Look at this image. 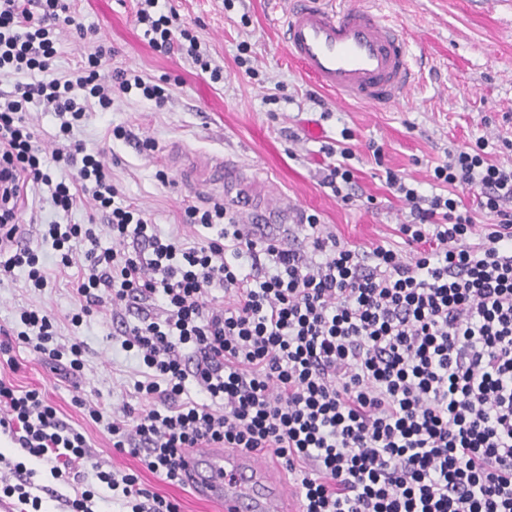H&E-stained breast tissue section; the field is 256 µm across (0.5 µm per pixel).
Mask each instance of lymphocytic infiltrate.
<instances>
[{
  "instance_id": "1",
  "label": "lymphocytic infiltrate",
  "mask_w": 512,
  "mask_h": 512,
  "mask_svg": "<svg viewBox=\"0 0 512 512\" xmlns=\"http://www.w3.org/2000/svg\"><path fill=\"white\" fill-rule=\"evenodd\" d=\"M157 5L139 0L136 11L152 49L180 51L220 82L197 37ZM67 10L63 0H0V75L15 79L0 90V232H17L30 185L46 186L61 211L89 202L100 214L101 223L48 224L39 235L78 269L72 323L110 312L143 367L137 406L108 423L113 448L172 485L183 482L184 454L204 444L268 454L291 475L299 512H512V166L492 162L480 138L435 166L443 193L422 196L387 172L410 207L398 227L407 256L341 243L313 214L308 248L288 247L219 203L185 210L186 223L217 227L216 237L190 244L161 234L118 202L102 153L73 129L88 104L109 111L113 91L160 105L165 90L125 69L106 72L107 52L92 42L76 74L42 80L64 29L88 35ZM35 72L39 80L17 79ZM33 103L61 117L60 147L37 145L26 121ZM472 189L471 209L459 193ZM479 212L492 218L481 229ZM19 267L27 287L48 288L37 250L0 251V273ZM20 321L0 357L21 342L80 376V341L58 342L39 310H22ZM190 379L205 402L185 398ZM0 430L57 480L93 460L40 391L1 378ZM8 471L0 494L41 512L34 470L18 462ZM96 476L121 490L130 512H180L137 474Z\"/></svg>"
}]
</instances>
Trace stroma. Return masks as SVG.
I'll return each instance as SVG.
<instances>
[{
    "label": "stroma",
    "mask_w": 512,
    "mask_h": 512,
    "mask_svg": "<svg viewBox=\"0 0 512 512\" xmlns=\"http://www.w3.org/2000/svg\"><path fill=\"white\" fill-rule=\"evenodd\" d=\"M357 2L397 24L414 57L416 85L394 107L342 101L313 84L284 46L280 0H159V10H176L179 24L223 67L218 83L184 56L162 55L149 46L136 21L137 0H72L77 21L98 29L111 47L112 68L135 71L168 94L161 106L136 94L115 96L107 112L89 106L74 135L103 151L121 201L145 210L162 233L199 242L211 237V230L187 225L184 211L224 199L219 187L183 179L174 159L179 152L223 161L225 179L251 193L264 231L283 236L287 245H305V217L314 214L322 232L342 243L365 248L384 241L404 249L397 227L408 222L409 207L386 185V170L422 194L438 193L434 167L449 150L480 137L488 139L493 161L512 165V151L500 146L512 141V0ZM243 45L251 56L247 70L236 63ZM116 127L125 128L128 138L113 137ZM148 139L154 149H143ZM327 144L352 153L350 201L324 182L327 159L321 148ZM375 145L382 149L378 160L371 151ZM48 197L47 189L29 190L25 225L87 223L91 206L64 214ZM38 245L50 286L35 293L25 288L23 271L0 275V327H14L20 309H40L55 320L62 341L84 342L86 365L71 379L22 345L13 351L17 368L0 362V378L41 391L59 417L86 437L95 462L105 469L138 473L147 488L174 499L180 512H220L189 487L170 485L137 458L113 450L106 422H94L76 405L80 397L105 416L120 412L141 368L122 350L109 315L95 312L72 326L77 270L60 265L50 245Z\"/></svg>",
    "instance_id": "obj_1"
}]
</instances>
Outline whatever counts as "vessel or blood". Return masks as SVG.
Masks as SVG:
<instances>
[{
    "label": "vessel or blood",
    "mask_w": 512,
    "mask_h": 512,
    "mask_svg": "<svg viewBox=\"0 0 512 512\" xmlns=\"http://www.w3.org/2000/svg\"><path fill=\"white\" fill-rule=\"evenodd\" d=\"M283 41L290 57L338 98L387 108L415 83L413 58L398 27L377 11L341 0H287ZM186 483L224 512H292L285 486L257 452L191 449L181 469Z\"/></svg>",
    "instance_id": "1"
}]
</instances>
